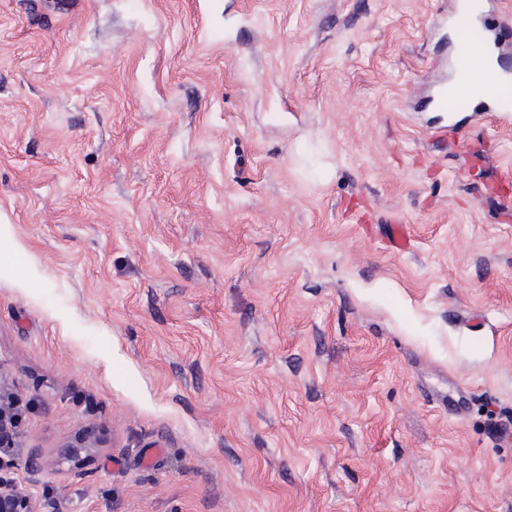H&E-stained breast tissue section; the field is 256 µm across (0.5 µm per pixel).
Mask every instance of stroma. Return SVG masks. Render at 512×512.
Wrapping results in <instances>:
<instances>
[{
	"mask_svg": "<svg viewBox=\"0 0 512 512\" xmlns=\"http://www.w3.org/2000/svg\"><path fill=\"white\" fill-rule=\"evenodd\" d=\"M449 10L0 0L35 512H512V124L419 108Z\"/></svg>",
	"mask_w": 512,
	"mask_h": 512,
	"instance_id": "stroma-1",
	"label": "stroma"
}]
</instances>
